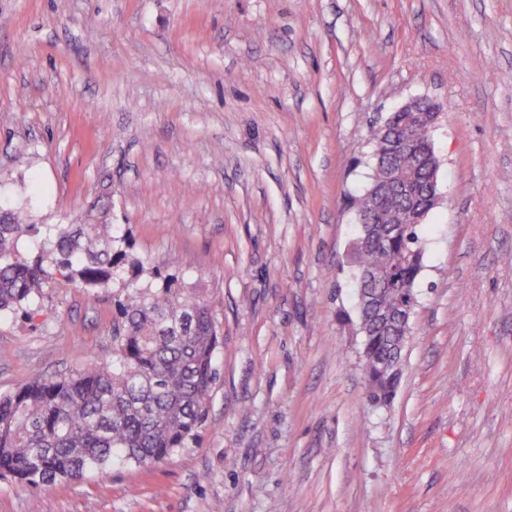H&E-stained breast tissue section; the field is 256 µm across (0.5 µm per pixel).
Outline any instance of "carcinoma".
Wrapping results in <instances>:
<instances>
[{
  "label": "carcinoma",
  "instance_id": "carcinoma-1",
  "mask_svg": "<svg viewBox=\"0 0 512 512\" xmlns=\"http://www.w3.org/2000/svg\"><path fill=\"white\" fill-rule=\"evenodd\" d=\"M416 179L417 196L394 193L377 205L366 193L349 199L362 215L354 241V274L373 269L390 286L375 310L402 304L424 259L419 225L409 213L433 210L431 173L395 169V181ZM35 238V254L21 256L19 239ZM144 264L113 224H47L45 233L28 222L23 208L0 207V313L30 306L46 283L62 278L90 289L112 287V360L88 361L60 378L36 377L0 395V477L42 488L116 466L164 461L196 439L205 422L216 380L214 365L223 333L212 305L174 281L143 286ZM374 337L364 356L367 381L385 396L395 388L379 373L378 360L395 356L398 328L382 329L367 319Z\"/></svg>",
  "mask_w": 512,
  "mask_h": 512
}]
</instances>
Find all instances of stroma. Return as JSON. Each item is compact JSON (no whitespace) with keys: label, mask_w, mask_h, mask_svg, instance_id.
<instances>
[{"label":"stroma","mask_w":512,"mask_h":512,"mask_svg":"<svg viewBox=\"0 0 512 512\" xmlns=\"http://www.w3.org/2000/svg\"><path fill=\"white\" fill-rule=\"evenodd\" d=\"M440 106L402 380L367 398L349 194L372 130ZM0 196L106 208L212 300L207 421L147 467L0 479V512H512V0H0ZM112 291L0 317V394L112 358ZM425 98H413L400 106L395 112H392L388 117V134L387 141L392 143V139L398 138L400 131L402 129L404 123V116L400 112H422L421 104L424 102Z\"/></svg>","instance_id":"35a3bbf8"}]
</instances>
